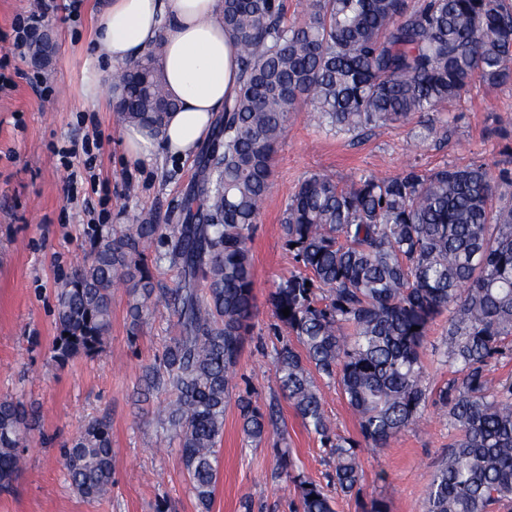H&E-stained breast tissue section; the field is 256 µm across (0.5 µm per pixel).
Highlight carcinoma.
Instances as JSON below:
<instances>
[{
  "label": "carcinoma",
  "instance_id": "obj_1",
  "mask_svg": "<svg viewBox=\"0 0 512 512\" xmlns=\"http://www.w3.org/2000/svg\"><path fill=\"white\" fill-rule=\"evenodd\" d=\"M305 21L285 23L284 0H222L237 40L242 82L224 104L196 160L183 222L157 256L179 270L167 296L178 336L148 369L173 396L160 421L178 440L192 492L208 509L217 481L231 372L255 304L249 243L271 187L276 145L298 106L338 134L435 112L475 80H512L509 0H302ZM115 110L127 123L158 128L175 108L160 78L157 49L112 78ZM453 123H420L418 143L442 144ZM512 186L482 166H416L397 176L364 174L341 186L315 172L288 199L281 226L300 271L270 295L296 337L276 353L283 392L304 426L334 457L331 481L361 492L356 448H384L432 403L456 431L432 475L427 512H493L512 505V379L490 366L512 359ZM162 225L134 214L127 228L90 227L82 265L56 295L55 359L93 355L112 326V288H127L131 329L153 286L143 264ZM289 309L284 316L283 309ZM448 313L446 359L456 377L432 392L422 384L421 349L431 323ZM418 330H412V327ZM338 378L362 441L330 436L312 372ZM245 438L259 442L278 420L238 399ZM27 412L0 400V487L20 471ZM67 480L81 496L112 490V428L89 421L63 448ZM302 512H333L324 488L292 477Z\"/></svg>",
  "mask_w": 512,
  "mask_h": 512
}]
</instances>
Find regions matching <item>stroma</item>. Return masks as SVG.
Masks as SVG:
<instances>
[{
  "instance_id": "obj_1",
  "label": "stroma",
  "mask_w": 512,
  "mask_h": 512,
  "mask_svg": "<svg viewBox=\"0 0 512 512\" xmlns=\"http://www.w3.org/2000/svg\"><path fill=\"white\" fill-rule=\"evenodd\" d=\"M104 0H82L77 17L48 14L39 30L53 41L50 60L32 70L27 56L13 48L12 24L29 13L31 0H0V397L21 401L30 414L25 464L9 488L0 490V512H205L191 491L177 443L171 442L157 408L168 396L147 388L142 374L176 334V317L163 301L178 280L176 269L156 266L165 243L147 252L153 276L149 311L138 333H130L129 297L112 291V328L100 350L60 363L54 357L57 284L90 250L87 211L107 200L109 224L125 226L130 214L177 224L192 183L195 158L160 159L132 166L124 160V123L85 98L81 86L94 60L89 48L92 15ZM41 76L53 89L39 96L28 84ZM310 105L293 116L277 146L271 193L250 244L255 271V307L235 368L233 393L250 397L261 410L276 407L283 439L246 441L234 401L224 411L218 448L217 484L206 512H300L287 475L324 485L335 512H368L372 499H384L389 512H427L426 490L448 450L454 431L435 406L403 430L388 447L359 448L364 471L360 496H347L329 483L334 461L320 436L304 427L285 398L275 365L276 352L295 344L276 317L270 294L298 265L279 224L285 205L305 176L321 172L344 183L369 173L400 174L407 166L424 170L445 165H480L512 174V83L473 84L462 96L439 107L436 116L454 120L445 144L414 148L416 119L338 135L309 118ZM97 144L94 178L71 194L69 174L82 169L85 141ZM70 149L61 162L60 149ZM447 317L428 332L425 382L436 389L451 379L443 352ZM332 432L359 439L357 423L336 382L316 377ZM112 427V492L86 500L70 486L62 448L89 420ZM288 451L290 473H283L281 451Z\"/></svg>"
}]
</instances>
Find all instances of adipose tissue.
I'll return each instance as SVG.
<instances>
[{"label": "adipose tissue", "mask_w": 512, "mask_h": 512, "mask_svg": "<svg viewBox=\"0 0 512 512\" xmlns=\"http://www.w3.org/2000/svg\"><path fill=\"white\" fill-rule=\"evenodd\" d=\"M220 2L109 0L96 13L90 37L95 57L118 68L160 45L166 91L178 104L160 133L126 126L123 142L130 164L156 154L176 159L192 155L237 91L239 51L224 29Z\"/></svg>", "instance_id": "ef3b65f1"}]
</instances>
